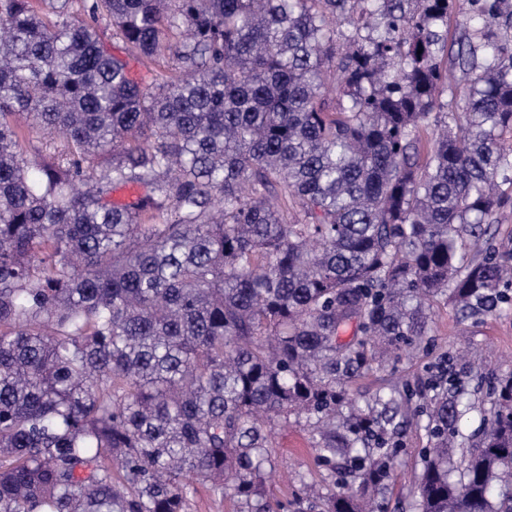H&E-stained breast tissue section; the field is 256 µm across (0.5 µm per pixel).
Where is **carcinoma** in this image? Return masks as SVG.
Instances as JSON below:
<instances>
[{"instance_id": "1", "label": "carcinoma", "mask_w": 512, "mask_h": 512, "mask_svg": "<svg viewBox=\"0 0 512 512\" xmlns=\"http://www.w3.org/2000/svg\"><path fill=\"white\" fill-rule=\"evenodd\" d=\"M507 133L512 0H0V512H280L292 418L341 482L290 512H374L398 407L345 385L512 302ZM430 390L418 512H512V374L459 454ZM241 509L240 502L231 490H227L222 497L200 485L189 501V512H238Z\"/></svg>"}]
</instances>
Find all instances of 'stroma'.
Listing matches in <instances>:
<instances>
[{
    "mask_svg": "<svg viewBox=\"0 0 512 512\" xmlns=\"http://www.w3.org/2000/svg\"><path fill=\"white\" fill-rule=\"evenodd\" d=\"M428 337V343L421 348L376 364L347 385L350 397L359 401L392 389L404 397L403 409L410 423L399 437L397 465L380 497L384 512H414L413 490L421 471L419 452L428 442V430L427 416L411 392L429 376L435 362L447 357L457 370L512 372V309L478 321H463L454 307L441 300L432 307ZM270 455L284 474L280 480L267 479L266 490L271 499L288 503L307 483L317 484L325 492L333 489L329 471L319 462L304 424L276 426Z\"/></svg>",
    "mask_w": 512,
    "mask_h": 512,
    "instance_id": "1",
    "label": "stroma"
}]
</instances>
